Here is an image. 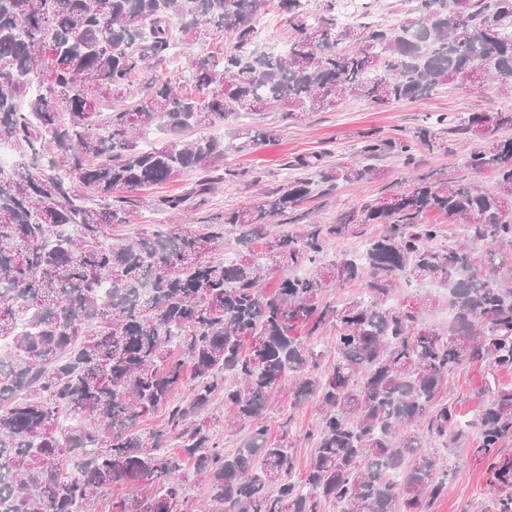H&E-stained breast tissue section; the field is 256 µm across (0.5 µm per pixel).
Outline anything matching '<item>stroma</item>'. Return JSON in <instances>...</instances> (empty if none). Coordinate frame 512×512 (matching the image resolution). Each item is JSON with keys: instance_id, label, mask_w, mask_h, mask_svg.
<instances>
[{"instance_id": "stroma-1", "label": "stroma", "mask_w": 512, "mask_h": 512, "mask_svg": "<svg viewBox=\"0 0 512 512\" xmlns=\"http://www.w3.org/2000/svg\"><path fill=\"white\" fill-rule=\"evenodd\" d=\"M510 109L512 96L503 95L498 84L489 81L478 89L442 90L413 102L405 101L388 107H376L362 99H350L338 108L310 112L294 120L285 118L278 108L272 107L266 110L263 123L274 129L273 138L244 152L227 150L219 166L261 173L264 187L272 189L285 177L287 162L298 155L321 151L325 154L326 163H347L354 160L358 144L366 133L378 138L392 137L417 126L433 112H455L463 116L471 112ZM453 146L455 151L451 154L420 151L411 167L406 166L399 157H384L378 163L382 171L380 178L360 188L339 185L333 193L318 200L316 205H303L301 220L310 222L312 215L316 214L323 221L331 222L340 213L365 199L405 191L409 187L405 176L413 167L420 173H431L451 181L491 184V173L468 169L460 157L461 151L473 149V142L457 140ZM257 198L255 186L241 181L223 187L220 193L196 208L191 219L193 223L203 224L226 209L245 206ZM479 383L478 366L459 368L449 376L441 398L454 403L461 419H472L482 404L476 391ZM263 420L274 431L282 424H289L296 440L295 470L305 472L312 454L306 434L315 429L319 422L316 401L306 402L293 410L284 409L280 404L270 407L265 411ZM453 455L455 471L448 494L435 504L432 512H483L487 499L484 467L477 464L468 451L457 449Z\"/></svg>"}]
</instances>
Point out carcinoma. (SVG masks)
I'll return each instance as SVG.
<instances>
[{
  "label": "carcinoma",
  "instance_id": "carcinoma-1",
  "mask_svg": "<svg viewBox=\"0 0 512 512\" xmlns=\"http://www.w3.org/2000/svg\"><path fill=\"white\" fill-rule=\"evenodd\" d=\"M399 25H336V0H0V145L19 160L0 169V512H88L124 484L137 493L118 512H184L187 485L207 488L211 512H429L448 493L455 464L439 454L476 431L475 461L489 475L492 512H512L511 112L430 114L398 137H364L341 168L324 153L295 157L287 178L258 202L210 224L178 221L244 173H214L224 139L187 136L243 121L244 150L270 138L259 116L336 107L347 97L375 106L448 87L512 82V0H402ZM275 8L294 31L284 55L259 47L257 20ZM218 37L217 54L188 66L180 41ZM189 73L192 90L174 78ZM143 94L124 103L131 86ZM161 129L166 143L143 145ZM473 140L464 158L490 171V186L414 178L409 190L364 201L327 224H306L252 243L272 224L338 182L380 175L386 155L414 164L422 149ZM198 173L181 194L142 193ZM167 215L163 228L112 238L135 203ZM435 213L462 230L457 240ZM367 224L383 231L359 253L328 248ZM240 249L224 252V234ZM279 273L274 293L267 276ZM439 281L448 328L422 324L439 306L427 292L410 303L398 288ZM359 283L341 306L322 293ZM336 330L324 367L309 336ZM308 328L307 335L297 328ZM484 366L471 421L441 401L448 376ZM189 386L186 400L173 395ZM288 391L316 400L313 456L293 475L287 426L260 422ZM233 409L229 430L248 428L224 450L201 417L216 395ZM168 407L167 430L137 428Z\"/></svg>",
  "mask_w": 512,
  "mask_h": 512
}]
</instances>
